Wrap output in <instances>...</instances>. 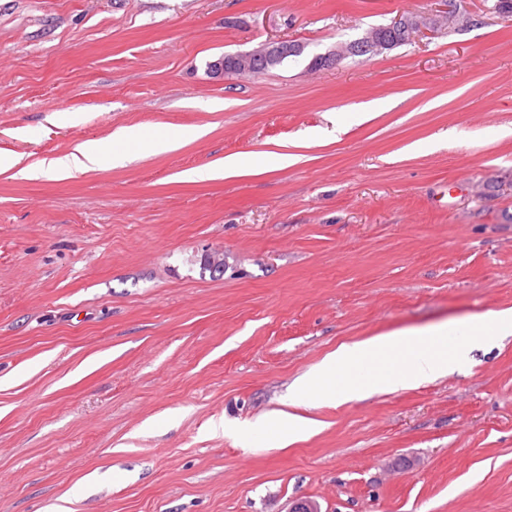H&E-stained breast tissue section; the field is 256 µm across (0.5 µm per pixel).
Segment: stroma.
<instances>
[{"mask_svg": "<svg viewBox=\"0 0 512 512\" xmlns=\"http://www.w3.org/2000/svg\"><path fill=\"white\" fill-rule=\"evenodd\" d=\"M439 7L0 0V151L183 138L0 174V512H512V337L413 389L314 401L323 429L285 448L215 430L279 408L340 344L512 307V17L463 0L473 26L308 68ZM281 40L305 50L207 69ZM242 152L270 161L205 174ZM140 138V132L135 127H121L112 133V143L115 141H134ZM104 140H86L74 146L71 152L63 156L45 158L36 166L28 165L16 170L15 176L37 177L48 174H72L98 170L105 166L124 165L131 160L127 153L118 152ZM265 167V156L256 153L228 155L209 163L206 174L213 178H235L253 174Z\"/></svg>", "mask_w": 512, "mask_h": 512, "instance_id": "stroma-1", "label": "stroma"}]
</instances>
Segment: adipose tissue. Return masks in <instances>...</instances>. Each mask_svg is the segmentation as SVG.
<instances>
[{
  "instance_id": "1",
  "label": "adipose tissue",
  "mask_w": 512,
  "mask_h": 512,
  "mask_svg": "<svg viewBox=\"0 0 512 512\" xmlns=\"http://www.w3.org/2000/svg\"><path fill=\"white\" fill-rule=\"evenodd\" d=\"M139 137L138 129L121 127L113 132L111 141L86 140L76 144L68 154L43 159L34 166L23 165L21 156L1 153L0 173L14 170L23 177H37L48 174L87 172L109 165H123L129 162L130 156L114 150L111 146L112 141H134ZM273 424L284 426L282 442L286 445L300 440L304 435L318 428L317 421L313 419L283 409H274L268 412L266 417L250 423L248 429L254 432Z\"/></svg>"
}]
</instances>
